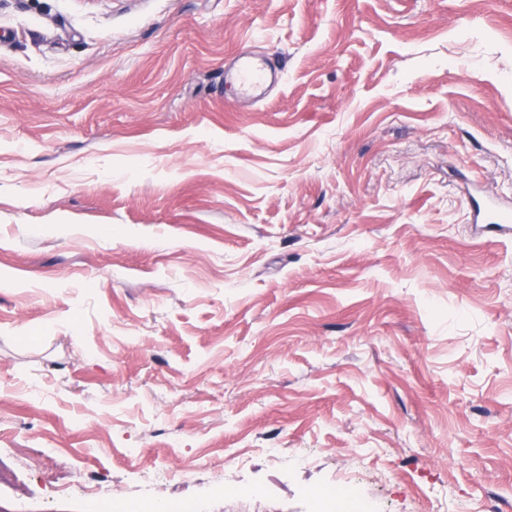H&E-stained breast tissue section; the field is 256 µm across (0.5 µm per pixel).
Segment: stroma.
<instances>
[{"label": "stroma", "mask_w": 512, "mask_h": 512, "mask_svg": "<svg viewBox=\"0 0 512 512\" xmlns=\"http://www.w3.org/2000/svg\"><path fill=\"white\" fill-rule=\"evenodd\" d=\"M477 199L512 212V0H0V507L310 512L361 467L376 512L512 503ZM280 79L277 58L268 54L257 58L240 53L231 66L224 64V85L234 86L240 94L258 97L269 81L277 84ZM114 512H178L177 506L171 502H160L153 499L142 498L132 502H117L112 498Z\"/></svg>", "instance_id": "stroma-1"}]
</instances>
